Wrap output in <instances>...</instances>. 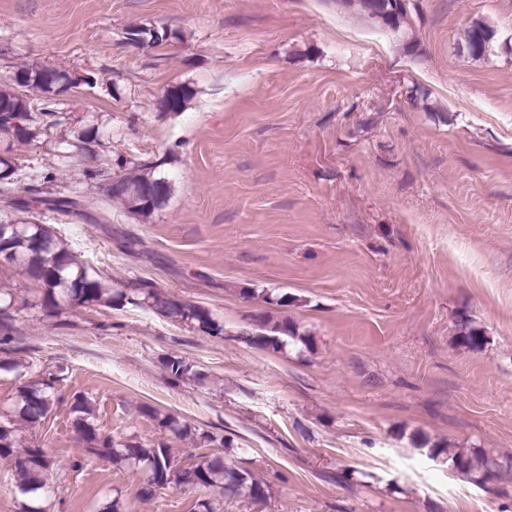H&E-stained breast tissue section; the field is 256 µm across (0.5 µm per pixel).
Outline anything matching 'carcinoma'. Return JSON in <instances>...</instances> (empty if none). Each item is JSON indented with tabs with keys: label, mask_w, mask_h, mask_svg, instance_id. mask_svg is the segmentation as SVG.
<instances>
[{
	"label": "carcinoma",
	"mask_w": 512,
	"mask_h": 512,
	"mask_svg": "<svg viewBox=\"0 0 512 512\" xmlns=\"http://www.w3.org/2000/svg\"><path fill=\"white\" fill-rule=\"evenodd\" d=\"M346 10L359 13L372 23H378V16L386 11L395 32L410 26L417 4L403 6L401 0H340ZM125 35L138 36L149 41V46L157 47L171 37L164 28L130 27ZM496 37L493 27L474 22L465 31L462 51L470 58H485ZM17 73L25 77L23 90L15 83L0 84V136L19 144H32L41 140L47 129L58 124L54 116L58 114L59 99L52 96L62 77L52 68L23 67ZM170 104L167 113L184 111L193 97V90L186 84L171 85L163 91ZM74 141L66 139L62 143L81 148L83 157L89 160L98 156L97 149L103 147L98 127L83 124L73 131ZM17 168L0 163V193L13 192ZM128 190L137 191L145 186L155 191L154 199L147 203L128 195H114L104 191V198L115 202L142 223L148 222L154 213L166 205L172 196L173 181L160 172L158 164H141L127 172L116 175ZM49 203L56 207L78 209L80 202L75 198L60 197L45 199L35 196L30 199L24 212L28 213L38 204ZM19 223L26 226L20 233L13 222H0V267L18 268L22 275L41 292L38 306L49 316L57 314L59 302L71 308L116 309L130 305L149 310L155 315L183 324L213 337H231L248 346L268 352H281L290 345L300 344L311 348V334L287 317L275 318L272 312L262 310L248 324L232 330L227 328L210 309L183 301L168 294L154 284L142 281L131 288H114L109 279L86 263L77 259L64 247L47 224H38L29 219ZM240 296L253 300H263L269 305L283 309L295 303L297 298L282 294H270L265 289L243 286L238 289ZM13 296L9 289L0 288V351L6 355L13 352L12 337L8 320L11 319ZM456 341L459 346L479 350L487 342L481 329L473 326L465 318L456 322ZM163 365L172 382L191 381L199 385L209 382V375L182 357L170 356ZM55 373L40 374L38 379L19 387L15 399V409L0 415V457L10 458L14 464L16 488L28 497L24 512H47L44 508V494L47 493L46 474L52 465L48 451L39 446L19 447L17 419L30 426H39L52 413L56 404ZM71 411L76 413L73 427L81 440L98 457L115 465L126 466L142 473L140 495L150 498L156 489L164 487L188 489H213L221 495L246 497L262 502L268 497V489L254 478L251 471L241 466V462L228 459L229 443L208 433H197L180 421L173 413L146 405L142 414L153 421L161 431L196 441L201 448L210 451L200 454L192 464L181 465L171 455L164 442L146 446L135 440L117 441L110 435L101 433L95 426L96 407L84 395L76 396ZM448 453L453 467L464 475L473 476V481L481 483L484 476L477 475L478 466L472 457L450 449H438L436 453Z\"/></svg>",
	"instance_id": "cac0c4a2"
}]
</instances>
